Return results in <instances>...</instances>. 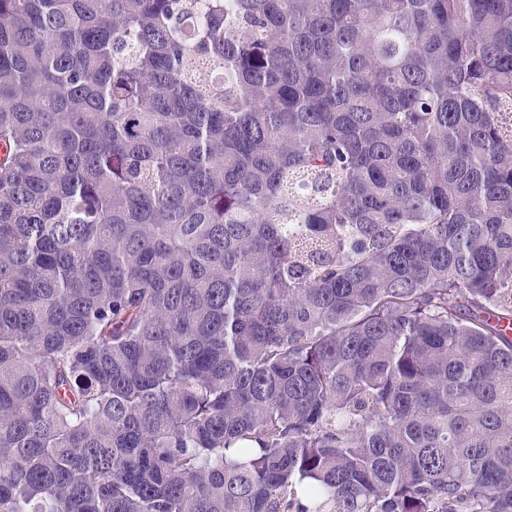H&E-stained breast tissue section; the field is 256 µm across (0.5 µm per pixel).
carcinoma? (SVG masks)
Returning <instances> with one entry per match:
<instances>
[{"instance_id":"obj_1","label":"carcinoma","mask_w":512,"mask_h":512,"mask_svg":"<svg viewBox=\"0 0 512 512\" xmlns=\"http://www.w3.org/2000/svg\"><path fill=\"white\" fill-rule=\"evenodd\" d=\"M0 512H512V0H0Z\"/></svg>"}]
</instances>
